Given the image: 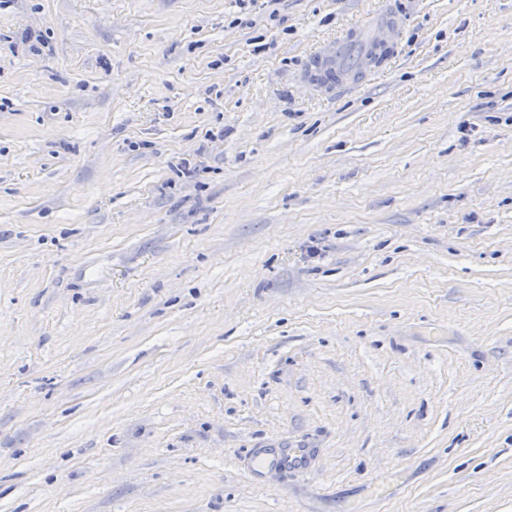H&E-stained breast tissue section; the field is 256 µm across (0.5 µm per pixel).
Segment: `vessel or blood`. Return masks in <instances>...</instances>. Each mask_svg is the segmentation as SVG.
<instances>
[{"instance_id": "b4317fda", "label": "vessel or blood", "mask_w": 512, "mask_h": 512, "mask_svg": "<svg viewBox=\"0 0 512 512\" xmlns=\"http://www.w3.org/2000/svg\"><path fill=\"white\" fill-rule=\"evenodd\" d=\"M397 12L376 9L345 34L330 42L305 63L304 78L312 87H319L324 71L337 73L341 84L348 85L373 77L375 67L369 55L383 48H396L402 26ZM317 449L303 445L288 446L275 442L250 449L245 466L253 481L260 482L270 472L283 475L311 471Z\"/></svg>"}]
</instances>
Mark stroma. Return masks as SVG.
Listing matches in <instances>:
<instances>
[{
    "instance_id": "35a3bbf8",
    "label": "stroma",
    "mask_w": 512,
    "mask_h": 512,
    "mask_svg": "<svg viewBox=\"0 0 512 512\" xmlns=\"http://www.w3.org/2000/svg\"><path fill=\"white\" fill-rule=\"evenodd\" d=\"M375 2L0 8V512H512V0ZM400 15L399 10L387 12L380 6L355 23L348 32L337 37L336 41L328 43L316 55L307 58L305 82L316 91L328 90L327 86L320 85L321 75L327 70L340 76V81L332 88L372 78L374 72L393 57L403 30L397 21ZM383 47L391 48L393 52L381 66H374L369 62V54L372 51L380 53ZM261 448H250L245 466L251 479L262 482L272 471L283 475L309 472L314 469L318 450L305 445L288 446L267 443Z\"/></svg>"
}]
</instances>
